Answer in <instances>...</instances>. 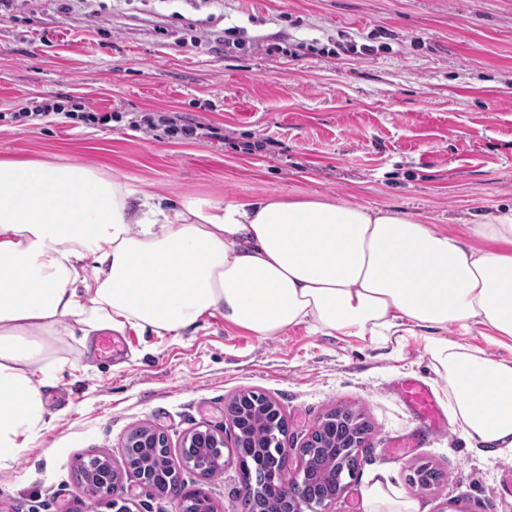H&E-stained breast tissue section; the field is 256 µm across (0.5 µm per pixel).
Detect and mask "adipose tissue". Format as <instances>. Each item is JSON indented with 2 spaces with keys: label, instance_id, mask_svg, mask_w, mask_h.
Masks as SVG:
<instances>
[{
  "label": "adipose tissue",
  "instance_id": "obj_1",
  "mask_svg": "<svg viewBox=\"0 0 512 512\" xmlns=\"http://www.w3.org/2000/svg\"><path fill=\"white\" fill-rule=\"evenodd\" d=\"M214 313L262 339L298 325L421 335L462 432L512 451V360L492 355L512 342V204L451 233L322 197L173 198L80 164L0 159V471L45 426L43 390L68 366L59 325L85 344L128 325L179 335ZM362 495L365 512H420L384 477Z\"/></svg>",
  "mask_w": 512,
  "mask_h": 512
}]
</instances>
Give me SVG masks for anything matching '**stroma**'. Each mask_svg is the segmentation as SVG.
<instances>
[{
	"label": "stroma",
	"mask_w": 512,
	"mask_h": 512,
	"mask_svg": "<svg viewBox=\"0 0 512 512\" xmlns=\"http://www.w3.org/2000/svg\"><path fill=\"white\" fill-rule=\"evenodd\" d=\"M0 20V158L108 160L147 193L245 201L320 196L394 209L453 229L512 202V0H14ZM73 97L105 125L12 121L23 107ZM141 112L218 127L198 141L133 128ZM71 375L44 389L46 425L0 472V512L89 510L78 466L108 453L123 466L129 432L164 433L172 455L197 429H225V405L258 391L280 407L297 448L345 407L371 430L358 469L328 512H363L385 472L422 512H512V453H492L453 420L421 337L377 345L297 326L261 339L206 317L175 336L126 327L122 355L59 328ZM433 392L443 432L421 428L397 393ZM413 443L404 456L395 440ZM441 473L428 488L413 467ZM204 486L214 512H239L228 461Z\"/></svg>",
	"instance_id": "stroma-1"
}]
</instances>
